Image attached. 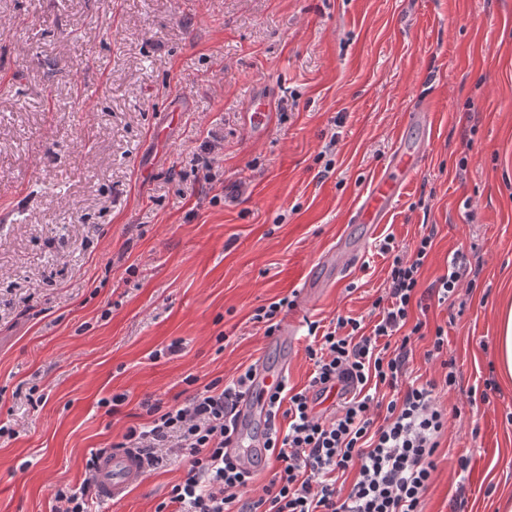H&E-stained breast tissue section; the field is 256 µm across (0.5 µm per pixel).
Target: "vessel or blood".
Segmentation results:
<instances>
[{
	"label": "vessel or blood",
	"mask_w": 512,
	"mask_h": 512,
	"mask_svg": "<svg viewBox=\"0 0 512 512\" xmlns=\"http://www.w3.org/2000/svg\"><path fill=\"white\" fill-rule=\"evenodd\" d=\"M425 151L424 145L398 139L388 164L358 199L349 216L350 223L364 225L367 236H374L379 224L386 222L393 205L418 171ZM360 255L359 248L347 245L346 241H338L333 254L326 261L332 273L331 278L307 286L306 295H319L324 289L333 287L336 281L344 280L358 265ZM282 380V372L256 368L246 395L237 405V433L233 452L242 465H250L256 455L264 451V436L257 433L256 427L267 421L270 398ZM143 477L144 467L133 449H114L100 456L96 462L98 498L103 502L121 499Z\"/></svg>",
	"instance_id": "vessel-or-blood-1"
}]
</instances>
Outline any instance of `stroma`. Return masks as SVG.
Listing matches in <instances>:
<instances>
[{
  "label": "stroma",
  "instance_id": "stroma-1",
  "mask_svg": "<svg viewBox=\"0 0 512 512\" xmlns=\"http://www.w3.org/2000/svg\"><path fill=\"white\" fill-rule=\"evenodd\" d=\"M422 97L426 128L409 119ZM403 135L429 145L388 223L346 280L301 302L337 237H363L348 212ZM207 154L211 183L194 168ZM430 231L423 283L458 249L478 282L412 313L426 337L411 374L439 379L424 352L440 325L457 376L423 510L496 512L512 494V383L493 366L512 295V0H0V426L15 430L0 512H55L91 452L148 423L145 399L193 394L187 375L227 385L283 365L303 389L309 323L369 317L380 243ZM286 296L292 347L252 320ZM185 471L148 472L94 512H154Z\"/></svg>",
  "mask_w": 512,
  "mask_h": 512
}]
</instances>
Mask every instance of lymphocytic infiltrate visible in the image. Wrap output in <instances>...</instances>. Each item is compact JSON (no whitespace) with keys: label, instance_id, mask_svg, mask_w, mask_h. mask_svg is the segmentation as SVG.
Here are the masks:
<instances>
[{"label":"lymphocytic infiltrate","instance_id":"1","mask_svg":"<svg viewBox=\"0 0 512 512\" xmlns=\"http://www.w3.org/2000/svg\"><path fill=\"white\" fill-rule=\"evenodd\" d=\"M432 244L429 235L411 251L381 244L393 261L385 292L373 303L372 327L342 316L324 329L310 323L317 341L307 349L313 363L308 385L271 397L270 414H285L288 431L273 428L266 437L278 469L263 495H251L252 471L227 451L251 371L225 387L211 381L172 405L144 401L151 421L128 428L124 447L137 449L150 471L176 459L188 464L155 512H422L448 427L436 389L455 385L456 374L443 357L448 336L439 326L425 356L439 361L443 380L409 378L413 342L425 337L423 321H412L411 310L423 296L447 302L468 274L455 256L444 274L420 288ZM383 387L388 397L380 396Z\"/></svg>","mask_w":512,"mask_h":512}]
</instances>
